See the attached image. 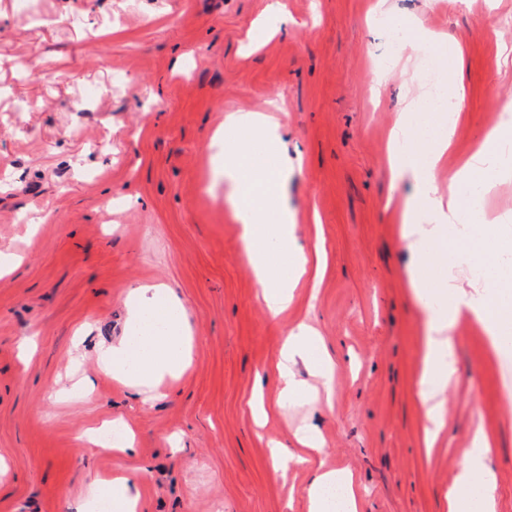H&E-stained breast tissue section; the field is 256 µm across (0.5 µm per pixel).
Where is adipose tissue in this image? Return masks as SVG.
Masks as SVG:
<instances>
[{
    "label": "adipose tissue",
    "mask_w": 512,
    "mask_h": 512,
    "mask_svg": "<svg viewBox=\"0 0 512 512\" xmlns=\"http://www.w3.org/2000/svg\"><path fill=\"white\" fill-rule=\"evenodd\" d=\"M421 107L411 100L388 135L387 159L392 182L411 179L412 196L394 205L401 238L416 263L407 272L414 301L422 312V368L417 398L425 414L423 440L433 447L445 427V396L453 384L456 367L453 343L456 325L466 319L485 334L492 353L512 347V270L504 261L512 255V225L498 223L486 208L491 168L512 147V112L500 113L448 175V192L440 194L436 170L453 145L460 112L434 108L427 122L417 123L413 114ZM424 150L427 160L410 158ZM292 173L287 160L269 172L260 171L247 156L225 161L218 176L236 203L242 226V243L254 281L270 317H278L295 300V289L307 273L309 257L298 249L295 214L277 192ZM475 193L472 212H465L463 189ZM482 264L489 277L461 288L448 267L460 270ZM125 303L128 319L117 342L103 348L97 358L100 371L112 374L130 388L154 391L165 377L181 374L191 362L190 334L185 308L174 290L165 286L130 289ZM310 365L324 387H331L335 366L328 360L319 336L301 324L288 336L274 362L279 396L288 403L304 398L306 389L293 366L296 360ZM472 448L463 450L446 499L448 512H495L494 489L481 454L489 440L476 429ZM345 491L343 505H336L328 491ZM309 512H357L350 476L341 471H318L307 488Z\"/></svg>",
    "instance_id": "obj_1"
}]
</instances>
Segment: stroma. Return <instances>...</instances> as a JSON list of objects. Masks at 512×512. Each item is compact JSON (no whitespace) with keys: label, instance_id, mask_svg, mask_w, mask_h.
<instances>
[{"label":"stroma","instance_id":"35a3bbf8","mask_svg":"<svg viewBox=\"0 0 512 512\" xmlns=\"http://www.w3.org/2000/svg\"><path fill=\"white\" fill-rule=\"evenodd\" d=\"M395 16L461 52L465 94L440 190L512 106V0H0V512H75L90 483L128 476L138 512H308L314 471L353 477L359 512H447L456 462L483 428L496 512H512V349L456 330L445 429L423 444L421 313L386 201L387 139L414 65L388 63ZM287 111L296 236L320 253L270 318L212 160L232 112ZM166 285L185 307L191 367L143 400L97 370L131 288ZM308 322L336 365L331 401L280 410L253 388ZM34 337L28 361L19 344ZM123 419L132 452L85 441ZM323 450L274 472L267 444Z\"/></svg>","mask_w":512,"mask_h":512}]
</instances>
